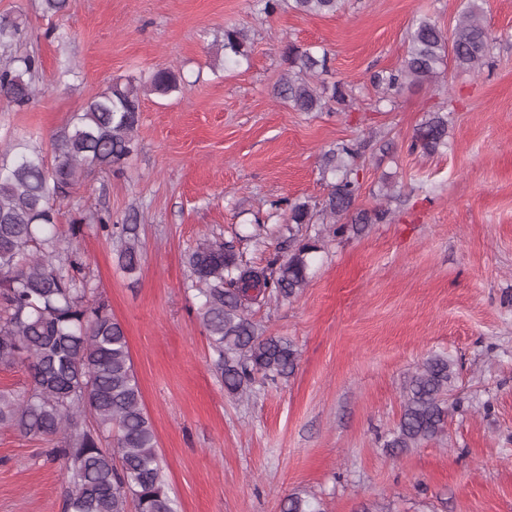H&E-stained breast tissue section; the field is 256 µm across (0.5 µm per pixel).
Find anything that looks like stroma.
Listing matches in <instances>:
<instances>
[{
	"label": "stroma",
	"mask_w": 512,
	"mask_h": 512,
	"mask_svg": "<svg viewBox=\"0 0 512 512\" xmlns=\"http://www.w3.org/2000/svg\"><path fill=\"white\" fill-rule=\"evenodd\" d=\"M468 0H345L333 15L257 0H0L21 28L8 55L40 62L27 106L0 107V148L26 136L49 149L71 116L113 83L160 66L182 91L147 92L139 150L123 171H90L60 205L57 230L127 337L178 512H281L292 494L322 512H512V0H478L492 34L480 71L448 67L438 82L378 104L370 77L399 67L423 16L452 30ZM249 34V58L224 64V28ZM327 51L325 84L353 104L298 112L273 96L287 42ZM68 74H61V64ZM448 115V146L410 151L429 113ZM361 142L357 207L396 185L390 221L320 249L291 299L252 306L263 334L291 340L294 374L229 396L188 290L189 252L234 241L265 266L288 238L274 201L323 199L324 152ZM136 218L132 274L113 244L73 217ZM456 364L454 408L438 439L391 450L407 377L432 356ZM50 442L0 425V512H61L68 479Z\"/></svg>",
	"instance_id": "1"
}]
</instances>
